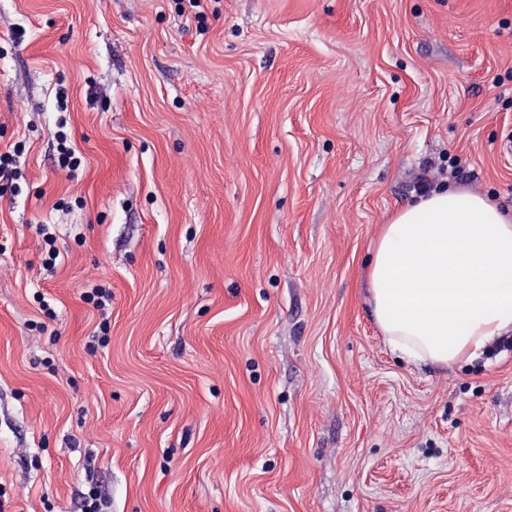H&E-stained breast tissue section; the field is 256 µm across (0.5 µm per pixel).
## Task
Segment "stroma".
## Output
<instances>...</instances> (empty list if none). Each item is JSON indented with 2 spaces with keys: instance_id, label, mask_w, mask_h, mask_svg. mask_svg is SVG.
I'll use <instances>...</instances> for the list:
<instances>
[{
  "instance_id": "35a3bbf8",
  "label": "stroma",
  "mask_w": 512,
  "mask_h": 512,
  "mask_svg": "<svg viewBox=\"0 0 512 512\" xmlns=\"http://www.w3.org/2000/svg\"><path fill=\"white\" fill-rule=\"evenodd\" d=\"M510 139L512 0H0V512H512V349L410 364L365 288Z\"/></svg>"
}]
</instances>
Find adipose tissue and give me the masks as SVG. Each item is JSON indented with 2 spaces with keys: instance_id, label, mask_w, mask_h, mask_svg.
<instances>
[{
  "instance_id": "adipose-tissue-1",
  "label": "adipose tissue",
  "mask_w": 512,
  "mask_h": 512,
  "mask_svg": "<svg viewBox=\"0 0 512 512\" xmlns=\"http://www.w3.org/2000/svg\"><path fill=\"white\" fill-rule=\"evenodd\" d=\"M366 288L407 362L477 359L512 334V210L445 182L416 194L381 225Z\"/></svg>"
}]
</instances>
